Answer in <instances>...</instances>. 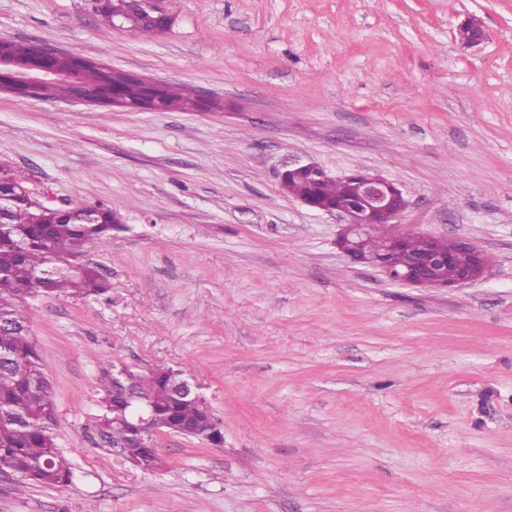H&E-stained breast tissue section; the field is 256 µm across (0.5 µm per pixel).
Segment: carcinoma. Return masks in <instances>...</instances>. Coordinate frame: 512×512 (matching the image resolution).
I'll return each mask as SVG.
<instances>
[{
    "mask_svg": "<svg viewBox=\"0 0 512 512\" xmlns=\"http://www.w3.org/2000/svg\"><path fill=\"white\" fill-rule=\"evenodd\" d=\"M91 9L110 24L126 11L124 0H104ZM165 19L141 25L127 17L130 32L151 37L158 34ZM34 45L10 42L3 52L18 60L29 58ZM58 68L71 76L34 88L33 96L54 99L78 90L103 94L107 72L95 64L73 69L71 59H59ZM126 107L139 109L156 101L198 106L186 88L153 87L134 77L112 79ZM25 175L0 166V194L10 199V223L0 224V475L20 478L45 486L72 481L73 467L58 448L54 433L57 410L49 383L39 362L35 345L29 340L28 321L20 310L26 298L40 294L100 296L110 284L96 265L83 263L80 256L88 244L109 245L113 232L121 229L119 218L106 208L88 223L82 210L45 206L39 210L23 194ZM316 193L324 201L347 208L356 189L346 180H329L315 185L307 173L288 178V195L303 197ZM389 218L365 238L358 261L375 264L384 254L388 240L395 236ZM446 248L454 241L432 243L423 235L406 237L405 253L422 254L432 246ZM96 430L107 448L131 446L128 459L145 471L159 466L154 447L142 448L153 431L177 430L190 437H205L220 423L193 397H178L169 386V373H140L126 370L112 374V363L101 364L97 379Z\"/></svg>",
    "mask_w": 512,
    "mask_h": 512,
    "instance_id": "carcinoma-1",
    "label": "carcinoma"
}]
</instances>
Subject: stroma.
<instances>
[{"mask_svg":"<svg viewBox=\"0 0 512 512\" xmlns=\"http://www.w3.org/2000/svg\"><path fill=\"white\" fill-rule=\"evenodd\" d=\"M112 29L85 0H0V39L185 85L148 112L0 93V164L36 201L125 225L84 261L111 287L22 310L57 406L67 485L0 512H512V0H165ZM482 21L483 43L458 31ZM380 173L398 229L464 239L474 282L419 288L350 262L289 165ZM170 368L223 445L156 433L142 471L96 443L101 361ZM127 2L129 13L138 14L151 23L156 20L154 15H157V17L170 16L161 5L163 0H128ZM164 22L165 17H162L156 25L153 23L141 25L136 18L131 16L126 19V25L130 28V32L141 37L157 35Z\"/></svg>","mask_w":512,"mask_h":512,"instance_id":"obj_1","label":"stroma"}]
</instances>
